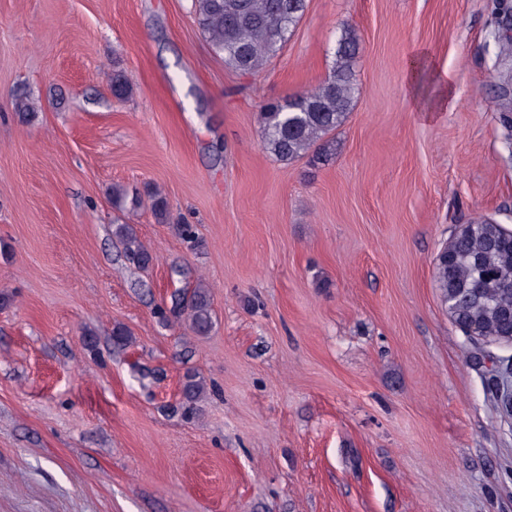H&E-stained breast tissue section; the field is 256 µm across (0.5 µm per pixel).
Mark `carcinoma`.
<instances>
[{
	"instance_id": "obj_1",
	"label": "carcinoma",
	"mask_w": 512,
	"mask_h": 512,
	"mask_svg": "<svg viewBox=\"0 0 512 512\" xmlns=\"http://www.w3.org/2000/svg\"><path fill=\"white\" fill-rule=\"evenodd\" d=\"M307 0H193L198 28L211 50L224 59V66L241 74L255 75L278 57L290 33L301 21ZM359 50L355 30L346 26L336 39L327 77L315 88L262 106L259 123L262 147L276 160L291 163L311 151L326 149L330 136L347 120L360 94L354 66ZM112 96L122 100L131 85L122 73L112 75ZM13 110L26 123L41 111V101L27 93L13 99ZM112 206L120 211L138 208L142 199L129 195L120 185L112 187ZM512 232L487 220H474L454 235L449 251L438 252L433 279L452 321L462 331L474 329L491 340L508 334L512 325L506 313L512 310ZM112 236L121 247L129 267L146 271L154 257L140 241L132 224L112 225ZM158 318L168 324L185 320L197 336H207L214 327L209 289L202 283L183 288L171 296V306L160 308ZM132 343L129 330L117 324L112 346L124 350ZM205 387L193 373H186L181 386V409L196 413Z\"/></svg>"
}]
</instances>
